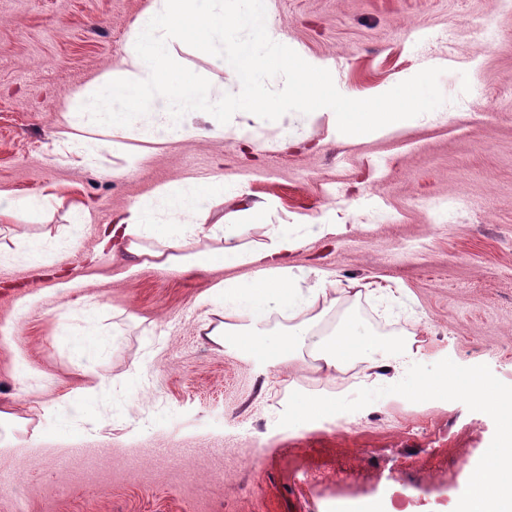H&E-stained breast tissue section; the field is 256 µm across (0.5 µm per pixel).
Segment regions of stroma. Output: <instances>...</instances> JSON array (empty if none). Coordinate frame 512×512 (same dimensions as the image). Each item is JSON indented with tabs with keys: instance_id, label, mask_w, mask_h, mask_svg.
Instances as JSON below:
<instances>
[{
	"instance_id": "35a3bbf8",
	"label": "stroma",
	"mask_w": 512,
	"mask_h": 512,
	"mask_svg": "<svg viewBox=\"0 0 512 512\" xmlns=\"http://www.w3.org/2000/svg\"><path fill=\"white\" fill-rule=\"evenodd\" d=\"M152 0H0V190L61 200L42 218L0 221V406L26 419L0 446V512H455L466 471L501 436L492 411L462 397H373L347 381L340 422L291 432L287 391L252 355L211 343L202 298L223 271L134 267L100 252L112 216L186 180L247 186L271 222L337 224L308 234L295 266L334 287L376 282L401 301L341 299L376 336L424 338L411 369L478 372L512 394V10L501 0H267L305 54L333 62L336 91L359 98L425 72L433 102L406 127L348 141L327 117L282 102L297 144L273 143L259 114L251 138L193 139L83 167L56 161L72 99L112 74ZM494 30L476 48L478 25ZM462 196L468 208H449ZM92 210L63 261L70 204ZM96 295L100 324L123 337L91 362L108 378L83 393L71 362L75 317ZM118 414L131 425L110 431Z\"/></svg>"
}]
</instances>
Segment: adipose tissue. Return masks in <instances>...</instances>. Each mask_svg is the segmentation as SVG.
Returning <instances> with one entry per match:
<instances>
[{"mask_svg":"<svg viewBox=\"0 0 512 512\" xmlns=\"http://www.w3.org/2000/svg\"><path fill=\"white\" fill-rule=\"evenodd\" d=\"M247 2V9L229 12L224 0H153L136 21L132 47L114 65L111 80L98 83L91 96L75 100L65 113V128L54 142L56 155L79 167L92 163L99 149L123 152L141 120L159 132L162 145L227 135L244 139L248 126L225 125V111L244 106L272 114L283 98L302 107L309 118L328 116L330 130L346 138L400 127L426 105V82L419 74L407 75L396 87H376L368 112L353 98H336L332 63L291 46L283 29L269 18L265 0ZM227 28L252 33L229 55L219 39ZM184 43L220 62L237 87L233 98L212 94L193 71H173L175 48ZM268 65L289 74L277 100L257 83L259 70ZM198 101L208 105V112H192ZM158 195L161 206L139 201L115 215L106 243L156 269H240V276L217 280L204 300L219 318L208 338L221 347L231 344L246 350L267 367L304 373L315 383V390L309 391L273 378V385H287L294 393L284 417L286 428L335 415L336 397L321 387L351 373L357 386L371 395L406 389L428 402L466 397L499 413L502 441L477 468L478 482L460 501L458 512H512V401L499 394L492 380L474 375L458 383L444 372L411 380L406 373L419 359L423 339L375 338L350 313L336 327L324 326L338 302L337 293L320 270L292 265L305 235L297 225L271 223L267 208L258 202L225 219L223 177L209 184L165 187ZM257 226L264 229L262 239L247 240V232ZM277 318L282 321L278 327L273 324Z\"/></svg>","mask_w":512,"mask_h":512,"instance_id":"1","label":"adipose tissue"}]
</instances>
